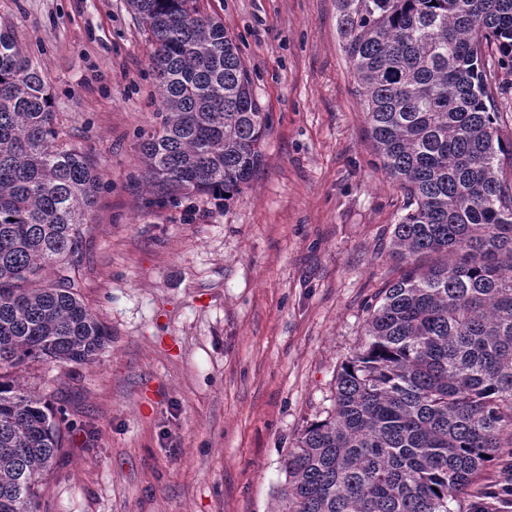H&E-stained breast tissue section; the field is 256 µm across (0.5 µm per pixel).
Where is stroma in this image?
<instances>
[{
    "instance_id": "obj_1",
    "label": "stroma",
    "mask_w": 512,
    "mask_h": 512,
    "mask_svg": "<svg viewBox=\"0 0 512 512\" xmlns=\"http://www.w3.org/2000/svg\"><path fill=\"white\" fill-rule=\"evenodd\" d=\"M210 5L270 133L232 198L158 205L138 150L152 47L126 0H0L103 182L79 295L109 337L92 363L22 374L66 411L42 512H278L282 462L332 410L393 275L403 196L377 166L336 0Z\"/></svg>"
}]
</instances>
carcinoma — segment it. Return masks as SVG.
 <instances>
[{
    "label": "carcinoma",
    "mask_w": 512,
    "mask_h": 512,
    "mask_svg": "<svg viewBox=\"0 0 512 512\" xmlns=\"http://www.w3.org/2000/svg\"><path fill=\"white\" fill-rule=\"evenodd\" d=\"M153 46L140 161L160 201L229 199L270 131L239 47L204 0H127ZM373 150L404 192L396 276L340 365L327 418L283 461L279 512H451L512 449V0H336ZM102 179L64 139L48 78L0 25V512H39L61 447L11 371L86 364L108 332L78 296Z\"/></svg>",
    "instance_id": "1"
}]
</instances>
